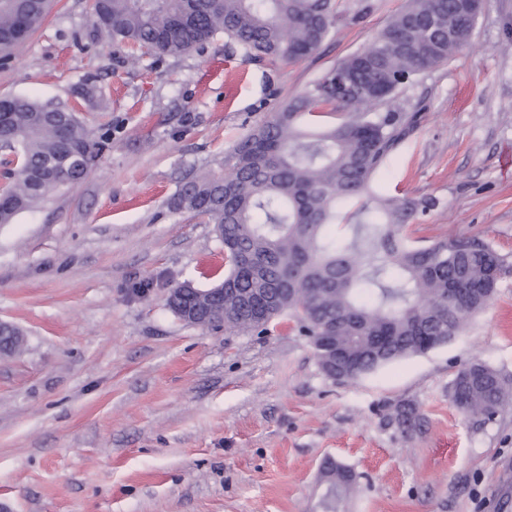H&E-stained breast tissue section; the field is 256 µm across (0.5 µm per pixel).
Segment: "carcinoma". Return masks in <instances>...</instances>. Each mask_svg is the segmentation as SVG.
<instances>
[{"mask_svg":"<svg viewBox=\"0 0 512 512\" xmlns=\"http://www.w3.org/2000/svg\"><path fill=\"white\" fill-rule=\"evenodd\" d=\"M408 0L361 50L336 64L273 118L253 128L224 158L225 172L183 183L172 209L205 217L224 247V277L201 294L224 329L263 333L282 315L309 338L322 373L353 380L445 345L483 310L503 269L502 257L476 237L410 244L407 224L438 205L434 197L383 194L373 178L415 127V116L378 112L420 72L447 63L468 43L470 2ZM50 0H0V44L10 54L44 20ZM369 0H95L97 23L114 40L181 56L222 33L256 57L288 62L316 52L342 21H356ZM351 79L332 93L336 69ZM0 134L11 173L0 188V224L35 207L92 168L99 148L73 112L27 97H5ZM339 116L325 124L321 118ZM353 209L345 213L346 204ZM350 226L338 238L334 227ZM266 292L276 302L264 316L247 300ZM454 404L479 424L512 398L495 369L471 363L450 388ZM389 421L407 432L416 408L398 403ZM323 512H340L358 485L349 467L328 461Z\"/></svg>","mask_w":512,"mask_h":512,"instance_id":"1","label":"carcinoma"}]
</instances>
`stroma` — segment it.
Returning <instances> with one entry per match:
<instances>
[{
    "label": "stroma",
    "instance_id": "1",
    "mask_svg": "<svg viewBox=\"0 0 512 512\" xmlns=\"http://www.w3.org/2000/svg\"><path fill=\"white\" fill-rule=\"evenodd\" d=\"M371 2L288 63L221 35L154 54L106 38L93 0H53L0 63V97L110 129L82 180L0 224V321L27 334L0 358V512H322L329 459L360 476L343 512H498L512 497V403L479 425L449 396L471 362L512 381V0H484L468 45L392 101L418 121L375 179L439 199L409 225L416 244L475 236L504 261L493 299L447 345L339 382L289 317L238 333L165 307L179 283L224 274L212 225L171 197L407 0ZM89 80L101 101L80 97ZM400 401L417 408L406 434L386 423Z\"/></svg>",
    "mask_w": 512,
    "mask_h": 512
}]
</instances>
